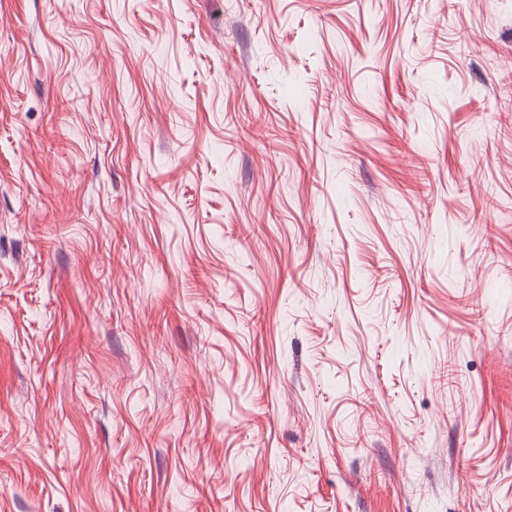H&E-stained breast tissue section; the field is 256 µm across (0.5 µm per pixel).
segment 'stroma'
<instances>
[{
	"label": "stroma",
	"mask_w": 512,
	"mask_h": 512,
	"mask_svg": "<svg viewBox=\"0 0 512 512\" xmlns=\"http://www.w3.org/2000/svg\"><path fill=\"white\" fill-rule=\"evenodd\" d=\"M0 512H512V0H0Z\"/></svg>",
	"instance_id": "35a3bbf8"
}]
</instances>
